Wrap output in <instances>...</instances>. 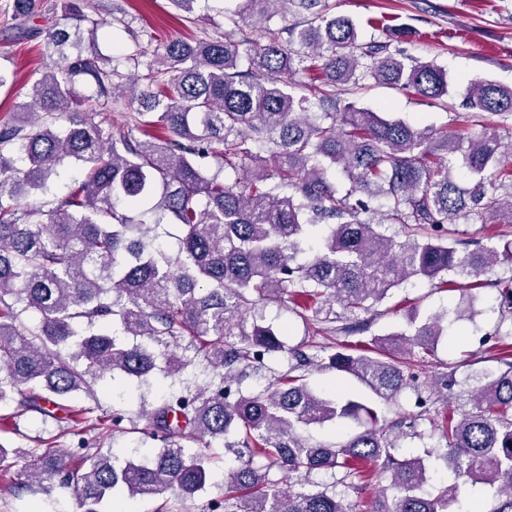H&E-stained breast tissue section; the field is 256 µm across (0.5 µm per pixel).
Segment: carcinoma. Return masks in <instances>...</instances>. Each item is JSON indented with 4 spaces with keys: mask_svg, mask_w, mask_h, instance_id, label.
<instances>
[{
    "mask_svg": "<svg viewBox=\"0 0 512 512\" xmlns=\"http://www.w3.org/2000/svg\"><path fill=\"white\" fill-rule=\"evenodd\" d=\"M232 2L234 28L220 38L116 49L114 62L138 67L152 57L128 77L143 104L141 140L104 117L121 72L102 65L95 34L106 22L84 12L87 0H62L65 23L30 29L40 0H12L18 37H43L51 65L24 111L0 125V404L47 417L46 405L66 410L117 374L140 385L160 357L168 377L196 362L212 373L207 386L171 393L145 414L142 434L159 445L153 458L120 461L84 446L72 466L66 448H33L15 492L56 478L80 512L159 496L161 512H182L204 488L219 443L236 459L215 505L223 512H349L335 494L308 488L307 477L338 468L353 485L367 478L362 464L390 474L394 494L380 496L375 512H465L456 487H428L427 459L400 455L403 420L382 423L361 402L325 397L306 375L346 372L392 402L413 386L401 354L433 352L448 322L465 319L472 295L444 313L412 309L414 333L373 337L371 356L340 344L323 357L288 349L283 332L251 311L278 299L315 335L363 334L366 314L401 285L461 278L470 291L498 288L512 315V241L456 229L488 215L512 224V163H504L512 86H467L466 106L498 117L495 126L417 128L356 107L338 87L370 77L442 103L444 68L360 42L329 0ZM288 14L300 21L270 27ZM304 72L316 83L297 79ZM213 160L235 181L212 171ZM71 167L81 178L60 195ZM332 172L348 180L344 192ZM386 224L397 230L385 234ZM165 225L181 229L174 251L158 233ZM496 265L511 275L495 276ZM285 350L295 360L287 375L243 388L247 371ZM497 362L505 369L477 387L470 410L431 415L417 396L456 478L489 488L491 507L477 502L476 512H512L511 345ZM327 423L339 441L304 435ZM274 466L306 480L283 488L269 479Z\"/></svg>",
    "mask_w": 512,
    "mask_h": 512,
    "instance_id": "obj_1",
    "label": "carcinoma"
}]
</instances>
